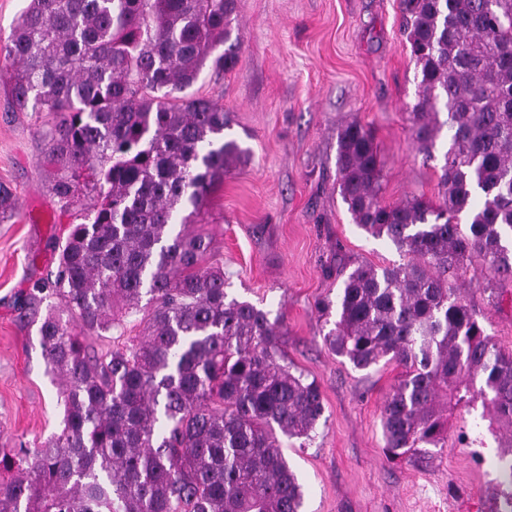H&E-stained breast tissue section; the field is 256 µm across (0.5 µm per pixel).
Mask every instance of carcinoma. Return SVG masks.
<instances>
[{"label":"carcinoma","mask_w":512,"mask_h":512,"mask_svg":"<svg viewBox=\"0 0 512 512\" xmlns=\"http://www.w3.org/2000/svg\"><path fill=\"white\" fill-rule=\"evenodd\" d=\"M26 2L3 47V91L12 111L52 124L53 191L80 223L39 289L69 316L39 328L63 429L40 448H0V512H301L283 439L315 438L320 388L284 363L267 312L228 297L223 268L206 265L211 239L187 231L251 154L225 138L223 106L188 92L204 68L221 77L235 65L236 0ZM400 8L415 140L430 157L453 130L441 202L385 203L370 134L338 129L336 181L354 223L409 260L353 268L322 305L338 315L323 339L359 370L401 369L381 416L389 457L448 447L454 411L481 402L502 438L496 497L512 512V352L454 286L477 261L482 278L512 280V0ZM15 209L0 183V221ZM144 294L153 305L137 343L96 350L75 332L120 327Z\"/></svg>","instance_id":"1"}]
</instances>
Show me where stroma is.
Here are the masks:
<instances>
[{"label":"stroma","instance_id":"obj_1","mask_svg":"<svg viewBox=\"0 0 512 512\" xmlns=\"http://www.w3.org/2000/svg\"><path fill=\"white\" fill-rule=\"evenodd\" d=\"M237 13L235 66L219 80L202 71L192 91L223 105L227 137L252 155L225 173L196 229L213 240L229 296L280 320L286 363L322 393L318 436L283 448L303 487L302 512H495L499 442L479 426L478 411H455L452 428L480 444L390 460L381 413L397 368L355 369L323 340L330 324L318 304L340 291L337 264L406 261L353 223L336 184L338 128L355 121L371 134L385 202L438 197L450 133L442 131L430 160L413 140L416 69L399 0H238ZM49 140L42 114L12 111L0 94V182L18 199L14 217L0 223V448H32L62 428L39 334L41 314L58 301L28 314L31 294L56 277L55 242L74 220L52 192ZM457 286L498 345L512 349V281H493L487 292L466 273Z\"/></svg>","mask_w":512,"mask_h":512}]
</instances>
